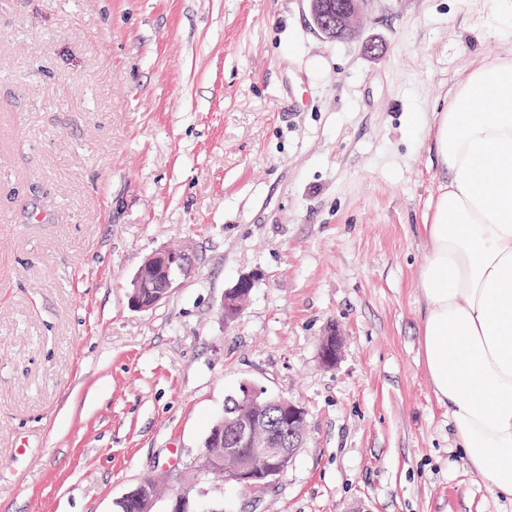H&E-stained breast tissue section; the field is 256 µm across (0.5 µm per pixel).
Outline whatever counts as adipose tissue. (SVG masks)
Here are the masks:
<instances>
[{
  "mask_svg": "<svg viewBox=\"0 0 512 512\" xmlns=\"http://www.w3.org/2000/svg\"><path fill=\"white\" fill-rule=\"evenodd\" d=\"M434 140L446 181L418 280L423 356L462 454L512 498V59L465 78Z\"/></svg>",
  "mask_w": 512,
  "mask_h": 512,
  "instance_id": "adipose-tissue-1",
  "label": "adipose tissue"
}]
</instances>
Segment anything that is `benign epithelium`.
Returning a JSON list of instances; mask_svg holds the SVG:
<instances>
[{
	"instance_id": "1",
	"label": "benign epithelium",
	"mask_w": 512,
	"mask_h": 512,
	"mask_svg": "<svg viewBox=\"0 0 512 512\" xmlns=\"http://www.w3.org/2000/svg\"><path fill=\"white\" fill-rule=\"evenodd\" d=\"M367 0H309V10L317 30L343 38L355 32V22ZM163 261L174 268V275L190 269V259L181 251L164 250L148 257L131 280L128 303L134 309L144 305L139 289L149 287L157 263ZM256 275H242L233 286V296L224 297V317L232 318L240 311L239 297L254 288ZM249 405H262L278 412L276 419L252 412L242 413L231 426L230 444L224 449L222 478L226 482L249 485L261 492L272 485L288 468L305 437L306 412L303 407L284 397L271 396L255 384L241 386Z\"/></svg>"
}]
</instances>
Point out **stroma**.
Masks as SVG:
<instances>
[{"mask_svg": "<svg viewBox=\"0 0 512 512\" xmlns=\"http://www.w3.org/2000/svg\"><path fill=\"white\" fill-rule=\"evenodd\" d=\"M506 57L512 0H367L346 40L308 0H0V512H115L163 472L167 512L244 383L306 436L196 512H512L432 391L417 286L436 126ZM178 246L191 272L131 308ZM159 261H163L164 263L160 265L157 273V284L162 285L163 281L166 279L168 269L165 263H168V266H172L174 268V277L169 280L167 284L161 287L164 289L162 292L157 294L154 305L158 304L162 299L168 296L177 275L186 274L189 271L191 264L188 255L181 251L164 250L148 257L131 280V290L128 295V303L132 308L145 309L139 298V288H143L141 293L142 301L144 303H150V300L157 289L149 288V285L153 281L152 274L156 270L157 263ZM255 280V275H242L232 287L235 289L233 296L229 297V292L225 295L223 308L226 319L233 318L241 310L238 297L240 295L247 296L252 288H254Z\"/></svg>", "mask_w": 512, "mask_h": 512, "instance_id": "35a3bbf8", "label": "stroma"}]
</instances>
